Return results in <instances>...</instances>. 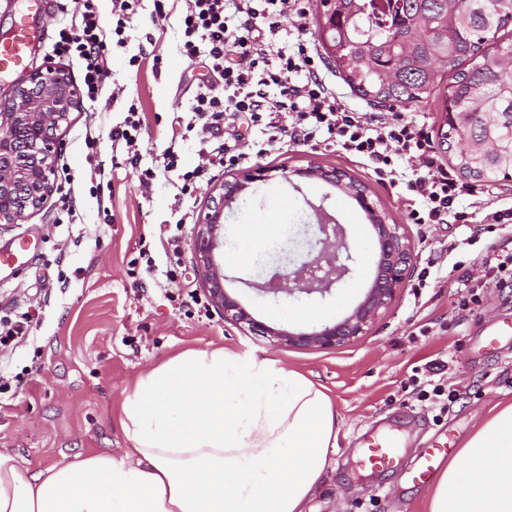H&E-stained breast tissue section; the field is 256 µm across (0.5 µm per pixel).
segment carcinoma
<instances>
[{"instance_id": "obj_1", "label": "carcinoma", "mask_w": 512, "mask_h": 512, "mask_svg": "<svg viewBox=\"0 0 512 512\" xmlns=\"http://www.w3.org/2000/svg\"><path fill=\"white\" fill-rule=\"evenodd\" d=\"M319 0V40L350 90L385 108L439 96L438 145L465 183L512 181V0Z\"/></svg>"}]
</instances>
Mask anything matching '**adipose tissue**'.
<instances>
[{"label": "adipose tissue", "mask_w": 512, "mask_h": 512, "mask_svg": "<svg viewBox=\"0 0 512 512\" xmlns=\"http://www.w3.org/2000/svg\"><path fill=\"white\" fill-rule=\"evenodd\" d=\"M243 224L226 264L278 235ZM122 455L23 473L0 451V512H305L340 431L326 388L270 359L187 349L125 390ZM427 512H512V403L481 417L433 483Z\"/></svg>", "instance_id": "adipose-tissue-1"}]
</instances>
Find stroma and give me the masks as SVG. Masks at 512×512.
Instances as JSON below:
<instances>
[{"label": "stroma", "instance_id": "35a3bbf8", "mask_svg": "<svg viewBox=\"0 0 512 512\" xmlns=\"http://www.w3.org/2000/svg\"><path fill=\"white\" fill-rule=\"evenodd\" d=\"M61 0H45L38 39L28 69L56 62L81 81L77 58H55L52 45L64 20ZM182 0H167L166 18L154 22L153 0H141L135 29L127 44L112 51V70L104 87L109 102H83L58 132L55 167L68 177L58 180L55 196L39 211L0 232V254L20 240L33 248L18 274L0 277V313L39 308L42 323L33 343L9 356L14 370L35 367L33 380L11 400L0 402V451L17 455L22 469L33 472L69 463L90 453L119 454L126 440L119 424L123 390L141 373L191 348L221 346L243 355L268 358L293 367L324 385L341 419L338 448L311 494L306 512H426L427 487L406 475L434 435L451 433L463 442L476 420L495 403L512 401V341L496 352L485 346L483 326L498 319L512 323V287L488 288L474 311L460 310V279L476 274L479 258L492 243L512 249V235L482 233L473 245L466 224H411L400 188L376 177L369 162L335 148H311L281 141L267 150L259 126L235 117L224 130L227 144L245 153L244 162L211 168L207 181L182 193V172L199 162L195 133L179 125L200 86L215 83L204 63L189 62L180 52ZM159 57V67H135L139 53ZM143 108L146 124L139 154L128 160L112 145L111 131L123 122L130 105ZM96 138L89 152L87 138ZM178 155L176 171L150 187L139 181L142 170L161 166L167 147ZM106 161L101 177L91 170ZM317 162L341 168L362 183L371 204L400 224L410 239L412 271L394 299L365 336L332 350L277 345L247 328L224 321L216 310L197 317L195 302L204 298L191 251L196 220L210 205L214 188L264 171L243 200L224 213V240L233 242L235 227L264 213L272 197H287L295 221L282 247L289 266L308 260L320 215L328 214L346 232L368 225L367 214L350 197L320 181L289 178V171ZM72 194L76 214L62 219L60 198ZM349 272L329 293L300 299V306L322 307L331 322L356 306L376 267L374 250L351 249ZM431 266L433 275L419 287L416 271ZM275 262L225 268V286L268 325L298 331L318 328L315 320H282L277 311L286 298L259 291ZM431 332L423 336L420 326ZM432 360L447 364L444 386L458 390V402L440 409L412 396L414 369ZM391 442L397 459L389 468L363 464L365 436Z\"/></svg>", "mask_w": 512, "mask_h": 512}]
</instances>
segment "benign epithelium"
<instances>
[{"instance_id": "1", "label": "benign epithelium", "mask_w": 512, "mask_h": 512, "mask_svg": "<svg viewBox=\"0 0 512 512\" xmlns=\"http://www.w3.org/2000/svg\"><path fill=\"white\" fill-rule=\"evenodd\" d=\"M81 103L79 88L62 78L51 64L31 72L13 84L8 95L0 96V231L40 210L57 190L53 179L59 145L56 132L68 123L71 112ZM291 175L338 185L370 213L378 255L377 273L363 300L349 314L318 330L297 332L255 319L224 287V270L214 256L224 230V208L234 203L250 184L261 180L259 174H248L220 186L213 206L196 224L191 243L195 267L212 307L224 320L244 325L279 345L333 349L365 335L380 311L388 307L410 267L412 248L400 232L401 225L389 223L387 215L370 204L364 187L350 181L346 171L311 163L291 171ZM318 231V254L293 271L277 269L261 286L262 291L289 296L323 294L344 277L348 267L341 261L342 252L347 250L342 226L320 224ZM321 262L325 263L323 276L309 277L308 268Z\"/></svg>"}]
</instances>
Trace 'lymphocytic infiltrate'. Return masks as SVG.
<instances>
[{
	"label": "lymphocytic infiltrate",
	"mask_w": 512,
	"mask_h": 512,
	"mask_svg": "<svg viewBox=\"0 0 512 512\" xmlns=\"http://www.w3.org/2000/svg\"><path fill=\"white\" fill-rule=\"evenodd\" d=\"M95 0H83L80 19L70 20L58 33L53 52L84 62L82 94L98 100L111 68L112 44H124L139 0H112V22L104 24ZM180 22L184 38L180 51L188 60L206 58L224 82L223 95L200 88L190 106L188 129L198 130L211 149L205 163L182 175L185 185L202 182L210 169L237 163L238 155L221 141L227 113L258 122L269 131L270 143L281 138L310 147L337 151L372 164L379 179L402 184L408 218L414 224H464L469 214L461 205L458 180L438 162L431 138L422 124L410 119L373 116L343 103L320 76L321 59L309 43L292 48L263 39L276 33V16L304 17L301 0H184ZM274 97L260 94V87ZM412 161L403 172V161ZM481 273L468 279L460 309L479 304L485 288L512 286V249L489 247L482 255Z\"/></svg>",
	"instance_id": "1"
}]
</instances>
